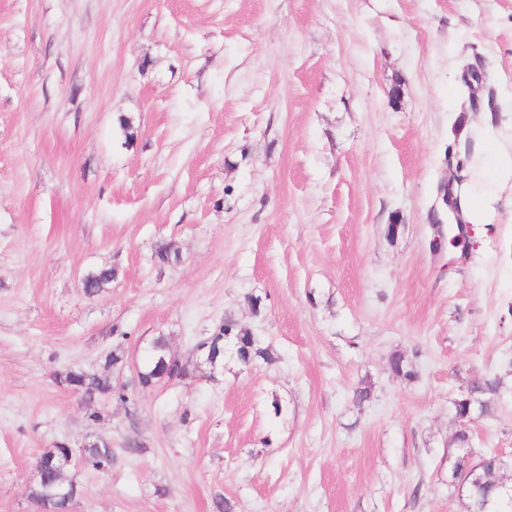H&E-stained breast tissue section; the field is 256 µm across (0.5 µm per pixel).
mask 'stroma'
<instances>
[{"instance_id": "35a3bbf8", "label": "stroma", "mask_w": 512, "mask_h": 512, "mask_svg": "<svg viewBox=\"0 0 512 512\" xmlns=\"http://www.w3.org/2000/svg\"><path fill=\"white\" fill-rule=\"evenodd\" d=\"M511 116L512 0H0V512L88 437L112 466L70 512H466L461 429L512 479V223L431 248L452 128ZM228 316L276 362L206 363ZM159 336L177 383L89 409L60 382L116 349L129 387ZM501 384V378L496 374L473 382L455 401L456 413L465 412L468 409L472 414L476 410H479L480 413H487L491 408V400L499 392Z\"/></svg>"}]
</instances>
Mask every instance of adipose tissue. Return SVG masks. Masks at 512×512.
<instances>
[{
    "label": "adipose tissue",
    "instance_id": "ef3b65f1",
    "mask_svg": "<svg viewBox=\"0 0 512 512\" xmlns=\"http://www.w3.org/2000/svg\"><path fill=\"white\" fill-rule=\"evenodd\" d=\"M460 139L469 151L464 181L454 190V222L478 227L512 211V126L490 122L462 126Z\"/></svg>",
    "mask_w": 512,
    "mask_h": 512
}]
</instances>
